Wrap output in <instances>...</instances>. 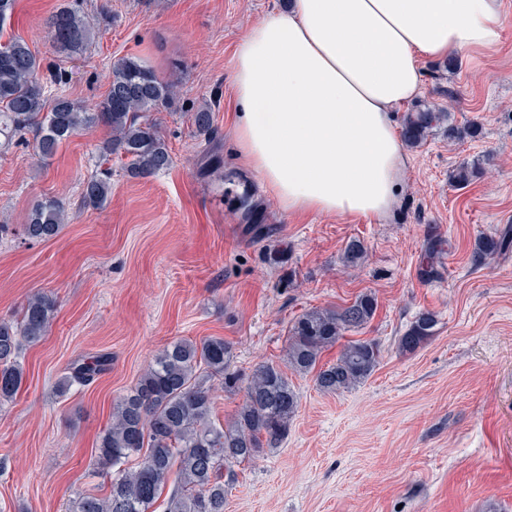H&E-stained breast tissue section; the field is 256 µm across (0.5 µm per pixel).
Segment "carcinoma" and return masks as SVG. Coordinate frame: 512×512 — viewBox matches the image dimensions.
Wrapping results in <instances>:
<instances>
[{
    "instance_id": "1",
    "label": "carcinoma",
    "mask_w": 512,
    "mask_h": 512,
    "mask_svg": "<svg viewBox=\"0 0 512 512\" xmlns=\"http://www.w3.org/2000/svg\"><path fill=\"white\" fill-rule=\"evenodd\" d=\"M55 46L69 54L86 51L94 40L81 0H68L49 20ZM41 60L20 37L0 41V149L7 148L34 129V154L55 155L80 131L99 125L110 136L102 146L106 155L125 157L126 173L149 178L168 170L172 155L153 118L169 109L177 96L175 82L158 75L135 57L112 62L106 97L89 112L62 94H48ZM446 116L432 107L408 113L402 123L405 144L417 146ZM196 130L209 134L213 115L202 109L193 115ZM111 194L110 173L86 180L82 201L102 208ZM67 223L64 207L47 199L35 205L22 225L23 235L41 241L56 236ZM506 247L503 238H485L476 252L484 263ZM377 311L371 294L336 308H315L303 313L288 331L284 366L262 363L252 371L245 398L231 422L212 423L214 396L204 377L224 376V390L234 392L241 379L228 370L232 346L222 338L181 339L167 344L147 366L136 386L113 406L112 422L101 437L95 473L109 479L102 496L83 494L75 512H154L170 473L179 477L169 493L164 512H225L228 489L236 481L234 466L249 463L264 449L278 448L288 433L299 400L287 372L315 374L320 390L339 393L365 381L381 359L379 344L371 339L341 345L333 362H322L324 352L346 332L368 324ZM56 301L45 293L28 298L19 319L0 322V402L19 391L24 369V345L45 336L55 317ZM436 325L429 312L419 314L399 338V350L413 351L427 341ZM112 366V354L96 353L74 361L58 382L66 394L73 385H88ZM134 467H127L131 457Z\"/></svg>"
}]
</instances>
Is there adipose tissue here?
<instances>
[{"label": "adipose tissue", "instance_id": "adipose-tissue-1", "mask_svg": "<svg viewBox=\"0 0 512 512\" xmlns=\"http://www.w3.org/2000/svg\"><path fill=\"white\" fill-rule=\"evenodd\" d=\"M501 0H293L235 54V147L285 211L383 216L405 152L394 110L424 61L498 45Z\"/></svg>", "mask_w": 512, "mask_h": 512}]
</instances>
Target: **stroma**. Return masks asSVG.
I'll use <instances>...</instances> for the list:
<instances>
[{"label": "stroma", "mask_w": 512, "mask_h": 512, "mask_svg": "<svg viewBox=\"0 0 512 512\" xmlns=\"http://www.w3.org/2000/svg\"><path fill=\"white\" fill-rule=\"evenodd\" d=\"M61 2L17 0L7 32L62 71L64 96L86 109L120 57L175 81L177 100L156 115L173 165L134 179L111 158L112 193L95 209L81 192L106 128L44 162L28 141L0 152V223L11 227L0 236V321L36 291L57 303L46 335L22 351L19 393L0 404V512H72L79 494L107 492L92 471L113 404L169 342L222 338L245 379L281 363L300 315L366 293L378 308L357 335L379 342L376 371L337 394L291 374L299 408L288 436L238 466L225 512H512V248L474 261L481 238L512 230V0L496 47L459 52L452 72L425 62L421 92L394 112L399 125L425 103L450 121L406 147L399 201L384 217L282 211L236 152V47L288 0H83L99 30L79 54L47 33ZM205 106L210 139L193 122ZM469 121L480 138L449 139V124ZM464 163L482 172L461 189ZM45 199L62 202L69 222L51 240H25ZM352 239L366 250L356 269L343 260ZM423 312L437 320L431 339L402 353L399 336ZM98 352L111 353V369L57 393L70 364Z\"/></svg>", "instance_id": "1"}]
</instances>
